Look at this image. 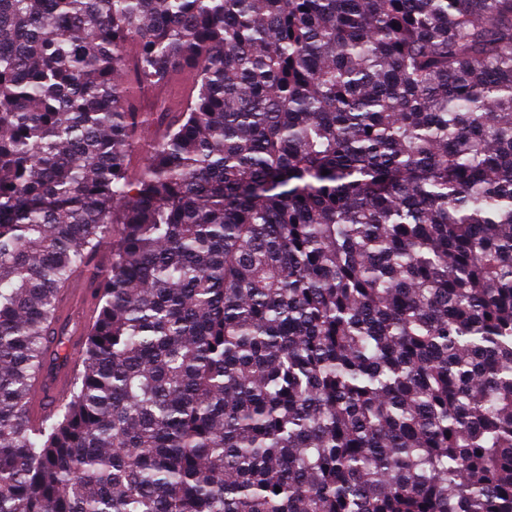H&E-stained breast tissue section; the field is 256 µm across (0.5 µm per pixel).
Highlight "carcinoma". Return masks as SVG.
Listing matches in <instances>:
<instances>
[{
  "label": "carcinoma",
  "instance_id": "carcinoma-1",
  "mask_svg": "<svg viewBox=\"0 0 512 512\" xmlns=\"http://www.w3.org/2000/svg\"><path fill=\"white\" fill-rule=\"evenodd\" d=\"M0 512H512V0H0ZM72 279L74 280L68 288L66 300L64 302V304L69 308V312L74 313L71 318L74 319L73 322L67 325L68 333L70 334L72 331V336H68L69 339L71 338V341L75 337H81L82 340L85 332V326L88 321L83 320L81 316L85 317L87 310H93L95 299L93 296V289H91L92 287L82 273H76ZM82 332L83 335H81Z\"/></svg>",
  "mask_w": 512,
  "mask_h": 512
}]
</instances>
